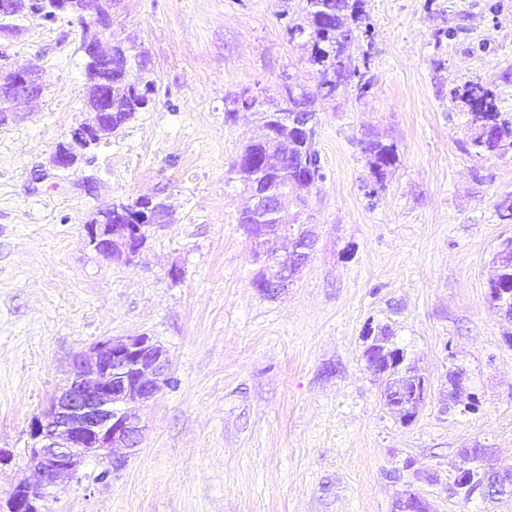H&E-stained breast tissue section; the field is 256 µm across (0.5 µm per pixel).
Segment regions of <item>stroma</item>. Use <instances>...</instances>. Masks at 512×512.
<instances>
[{
    "label": "stroma",
    "instance_id": "obj_1",
    "mask_svg": "<svg viewBox=\"0 0 512 512\" xmlns=\"http://www.w3.org/2000/svg\"><path fill=\"white\" fill-rule=\"evenodd\" d=\"M301 0H114L112 37L147 53L149 106L70 170L56 146L88 114L81 27L0 16V64L46 86L0 123V512L34 482L30 424L64 387L77 355L147 334L169 352L170 384L135 406L143 435L120 468L89 457L41 512H396L409 494L430 512H512V497L454 493L460 449L512 471V322L487 298L512 239L497 205L512 194V154L468 151L453 89L492 91L512 120V0H363L372 87L317 105L326 179L284 218L315 240L275 298L239 216L249 196L230 167L259 135L233 111L249 90L316 91L286 26ZM395 144L386 189L358 145ZM44 175L33 182V172ZM164 200L133 258H106L85 226L115 201ZM178 277H171V270ZM389 326L430 385L411 422L386 405L363 357L366 327ZM470 402L447 408L448 376Z\"/></svg>",
    "mask_w": 512,
    "mask_h": 512
}]
</instances>
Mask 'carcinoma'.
<instances>
[{
	"mask_svg": "<svg viewBox=\"0 0 512 512\" xmlns=\"http://www.w3.org/2000/svg\"><path fill=\"white\" fill-rule=\"evenodd\" d=\"M54 0H23L24 11L44 22H54L58 13L53 9ZM362 0H303L301 11L308 26L292 22L287 31L290 38L308 36V62L312 65L318 85L328 91L315 95L293 84H285L275 108L264 109L256 102L263 135L245 145L233 164L251 195H269L288 198V194L302 185L307 190L315 188L325 179L324 166L318 149L317 132L313 127L301 129L293 126L299 114L316 115L317 99L333 97L343 84L356 81L358 95L365 96L371 86L366 72L356 64L347 49L360 31ZM149 62L132 46L116 43L112 46V64L104 66L99 78L112 86V130L119 129L133 116L145 109L153 93L152 82L141 81V87L131 81L138 72H148ZM470 115V145L477 155L512 152V121L500 119V112L493 93L479 82H469L462 92L455 95ZM367 164L375 174L379 188H384L385 174L398 161L396 145L379 140L361 142ZM250 230L253 247L260 246V219L246 210L239 218ZM492 288L512 289V241L503 250L497 268V279L490 282ZM488 464L476 458L463 476L457 477V494L470 498L480 490L484 469Z\"/></svg>",
	"mask_w": 512,
	"mask_h": 512,
	"instance_id": "1",
	"label": "carcinoma"
}]
</instances>
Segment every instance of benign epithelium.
I'll use <instances>...</instances> for the list:
<instances>
[{"label":"benign epithelium","instance_id":"7a95c632","mask_svg":"<svg viewBox=\"0 0 512 512\" xmlns=\"http://www.w3.org/2000/svg\"><path fill=\"white\" fill-rule=\"evenodd\" d=\"M57 10L81 17L86 21L83 52L87 69L93 70L112 51L101 49L103 40L111 38L105 31L103 17L109 14L108 0H56ZM6 83L25 100L39 97L44 89V77L34 71L13 70L6 73ZM91 118L73 129L70 138L60 143L54 154V166L60 171L73 167V157L98 144L111 125L112 113L90 109ZM131 216L130 224H110L112 209L102 211L106 224L85 225L89 246L98 253L112 257L135 254L143 245L138 236V224L154 223L140 203L124 204ZM284 200L256 195L251 197L250 210L274 217L268 228L272 241L288 237L287 226L281 220ZM312 240H294L286 255L279 250L256 255L263 266V282L267 292L278 293L305 266ZM406 353L393 347L377 349L368 358L371 370L381 375L390 365L403 364ZM170 358L167 349L144 335L108 338L95 345L90 354L76 362L75 372L60 396L41 416L33 419L30 436L33 445L30 463L38 470L42 482L20 483L10 493L8 512H39V501L48 487L72 477L82 460L101 450L138 447L142 429L137 415L125 409L129 404H144L153 399L169 380ZM427 395L425 379L414 381L413 387L401 390L395 399L399 405L412 409ZM482 492L489 496L512 493V475L487 472Z\"/></svg>","mask_w":512,"mask_h":512}]
</instances>
